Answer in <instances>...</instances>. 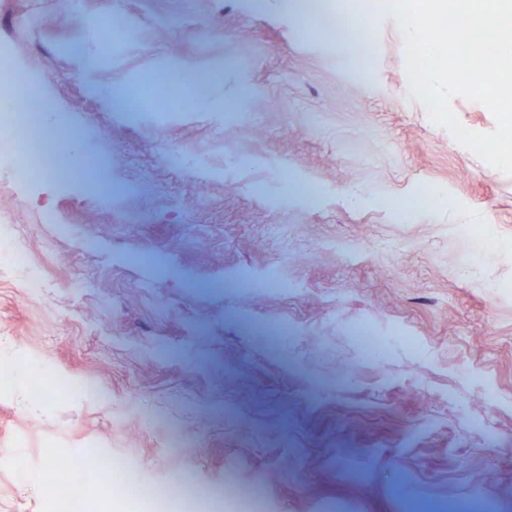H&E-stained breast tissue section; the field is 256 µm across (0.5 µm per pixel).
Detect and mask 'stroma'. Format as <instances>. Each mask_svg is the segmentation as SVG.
I'll return each instance as SVG.
<instances>
[{
    "instance_id": "stroma-1",
    "label": "stroma",
    "mask_w": 512,
    "mask_h": 512,
    "mask_svg": "<svg viewBox=\"0 0 512 512\" xmlns=\"http://www.w3.org/2000/svg\"><path fill=\"white\" fill-rule=\"evenodd\" d=\"M285 2L0 0L21 81L56 103L45 134L66 113L142 187L117 212L0 167V215L46 287L0 276V359L89 383L37 403L0 388V512H43L72 454L201 489L232 475L270 512H512V177L409 95L393 11L370 13L359 65ZM115 11L134 37L105 58L85 24ZM162 23L179 59L152 36ZM187 69L207 81L168 116L166 88L140 77ZM208 99L251 123L223 130ZM259 179L295 187L275 201ZM425 185L443 205L414 206ZM241 270L289 289L232 282ZM360 321L390 335L383 362L351 340ZM485 468L496 490L477 487Z\"/></svg>"
}]
</instances>
